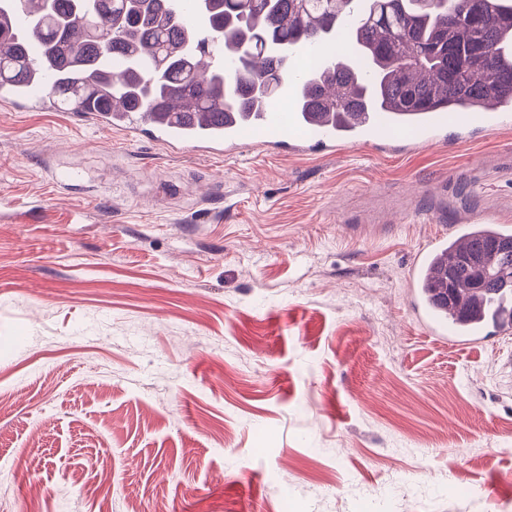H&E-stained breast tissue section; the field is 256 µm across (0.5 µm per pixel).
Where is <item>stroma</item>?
Instances as JSON below:
<instances>
[{
    "label": "stroma",
    "instance_id": "stroma-1",
    "mask_svg": "<svg viewBox=\"0 0 512 512\" xmlns=\"http://www.w3.org/2000/svg\"><path fill=\"white\" fill-rule=\"evenodd\" d=\"M461 224L512 225V126L214 154L0 99V512H512V343L415 310ZM427 317L435 324L439 335H448V341L451 342H457L460 338H463L464 341L470 344H480L488 337L510 334V324L503 322L501 317L493 320L486 319L484 316L473 318L466 324V335L460 334V323H456L450 318H448V320H442Z\"/></svg>",
    "mask_w": 512,
    "mask_h": 512
}]
</instances>
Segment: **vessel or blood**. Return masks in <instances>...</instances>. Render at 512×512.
<instances>
[{"instance_id": "vessel-or-blood-1", "label": "vessel or blood", "mask_w": 512, "mask_h": 512, "mask_svg": "<svg viewBox=\"0 0 512 512\" xmlns=\"http://www.w3.org/2000/svg\"><path fill=\"white\" fill-rule=\"evenodd\" d=\"M179 11L188 32H195L208 23V16L201 10L197 0H180ZM504 118V113L495 109L476 112H443L437 109L427 112H395L380 109L340 118L331 113L315 116L292 109L279 112L271 106L266 111L247 116L239 112L227 113L220 125L196 118L182 123L150 120L146 123V131L154 140L172 147L195 141L212 150L233 151L238 149L241 135L249 133L280 153L307 148L332 154L343 146L381 145L399 134L419 146H433L445 141L449 127L464 132L491 131ZM96 119L108 129L125 128L136 121L135 115L119 106L112 111L98 113ZM435 326L439 335L448 337L449 341L463 339L471 344L483 343L491 336L512 333V324L499 318L489 320L476 317L463 327L455 321L439 319Z\"/></svg>"}]
</instances>
